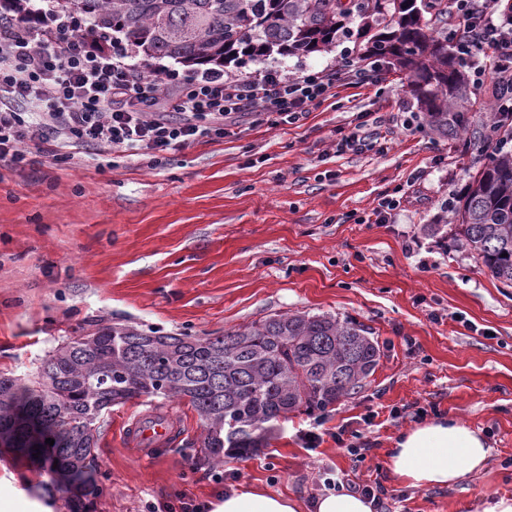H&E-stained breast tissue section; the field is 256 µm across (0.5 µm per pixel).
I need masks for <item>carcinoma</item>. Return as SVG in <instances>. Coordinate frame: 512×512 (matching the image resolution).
Masks as SVG:
<instances>
[{
    "mask_svg": "<svg viewBox=\"0 0 512 512\" xmlns=\"http://www.w3.org/2000/svg\"><path fill=\"white\" fill-rule=\"evenodd\" d=\"M89 33H122L147 58L188 66H244L273 54L308 55L353 40L360 61L403 73L430 130L469 131L475 119L465 63L428 15L442 0H70ZM461 226L454 246L512 287V149L497 147L438 233ZM380 346L352 319L277 314L220 336L171 335L114 324L53 348L28 380L0 374V448L88 512L107 491L96 455L103 413L141 397L188 401L202 421L200 452L219 463L268 445L289 414L322 412L375 372ZM51 438L54 445L45 440ZM38 457H33V454Z\"/></svg>",
    "mask_w": 512,
    "mask_h": 512,
    "instance_id": "1",
    "label": "carcinoma"
}]
</instances>
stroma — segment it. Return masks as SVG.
I'll use <instances>...</instances> for the list:
<instances>
[{"mask_svg":"<svg viewBox=\"0 0 512 512\" xmlns=\"http://www.w3.org/2000/svg\"><path fill=\"white\" fill-rule=\"evenodd\" d=\"M343 52L277 55L224 73L334 68ZM361 113L376 118L386 149L337 152ZM484 158L481 134L432 133L389 68L376 85L337 88L298 125L246 117L228 138L200 137L155 162L116 151L0 167V373L31 377L62 340L115 322L217 336L274 314H331L363 324L380 345L358 392L290 414L269 447L218 466L199 459L202 426L188 402L113 407L97 440L109 490L90 512H147L178 493L210 503L249 486L309 508L326 466L381 484L391 512H484L512 498V287L454 247L457 226L425 230ZM397 193L404 203L389 222L368 223L379 199ZM421 407L481 431L492 449L485 469L451 488L394 479L389 451ZM149 413L172 415L181 437L145 460L123 435ZM341 429L365 444L364 460L338 447ZM310 430L320 436L313 448ZM0 512H69V502L4 455Z\"/></svg>","mask_w":512,"mask_h":512,"instance_id":"stroma-1","label":"stroma"}]
</instances>
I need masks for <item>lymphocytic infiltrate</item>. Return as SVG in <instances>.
I'll list each match as a JSON object with an SVG mask.
<instances>
[{
  "label": "lymphocytic infiltrate",
  "instance_id": "obj_1",
  "mask_svg": "<svg viewBox=\"0 0 512 512\" xmlns=\"http://www.w3.org/2000/svg\"><path fill=\"white\" fill-rule=\"evenodd\" d=\"M449 33L474 86L492 84V112H512V0H452ZM374 70L344 66L287 76L268 69L248 77L197 71L187 82L157 78L74 35L67 21L36 27L0 16V165L36 155L58 160L95 150L146 154L183 149L200 137L230 136L239 115L273 126L296 124L336 84L362 86Z\"/></svg>",
  "mask_w": 512,
  "mask_h": 512
}]
</instances>
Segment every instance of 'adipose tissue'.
<instances>
[{"instance_id": "ef3b65f1", "label": "adipose tissue", "mask_w": 512, "mask_h": 512, "mask_svg": "<svg viewBox=\"0 0 512 512\" xmlns=\"http://www.w3.org/2000/svg\"><path fill=\"white\" fill-rule=\"evenodd\" d=\"M491 450L480 431L455 418H437L405 432L388 457L393 476L412 488L448 487L482 471ZM211 512H300L290 496L258 489L232 491Z\"/></svg>"}]
</instances>
